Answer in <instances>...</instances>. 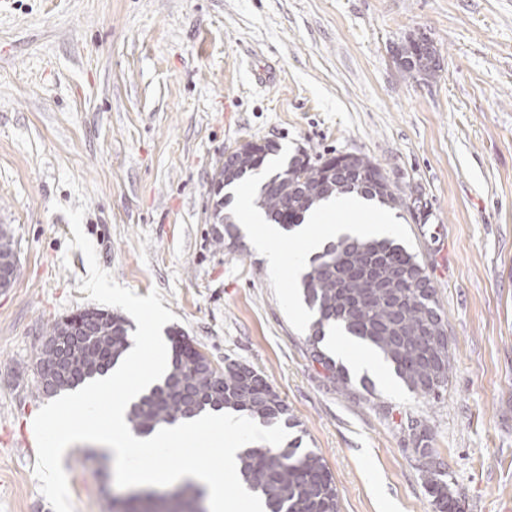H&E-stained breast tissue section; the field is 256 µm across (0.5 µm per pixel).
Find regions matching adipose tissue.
<instances>
[{"label":"adipose tissue","mask_w":512,"mask_h":512,"mask_svg":"<svg viewBox=\"0 0 512 512\" xmlns=\"http://www.w3.org/2000/svg\"><path fill=\"white\" fill-rule=\"evenodd\" d=\"M255 194L254 180H242L235 189L234 203L247 215L246 234L251 244L265 251L268 265L277 275L285 273L292 278L299 276L311 257L321 253L328 244L337 241L342 235L365 239L381 238L393 232V216L383 212H371L367 200L360 194L352 192L336 195L322 201L305 214L302 224L292 232L300 248L291 258L286 259L268 247L269 242L278 237L281 230L254 206ZM323 343L354 370L387 377V363L376 355L355 350L354 338L341 331H327Z\"/></svg>","instance_id":"adipose-tissue-1"}]
</instances>
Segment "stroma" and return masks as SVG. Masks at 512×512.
<instances>
[{
  "mask_svg": "<svg viewBox=\"0 0 512 512\" xmlns=\"http://www.w3.org/2000/svg\"><path fill=\"white\" fill-rule=\"evenodd\" d=\"M426 32L441 67L394 62ZM271 140L275 163L357 153L417 217L395 240L423 263L447 320L439 399L397 378L344 392L310 330L245 240L211 243L212 178L229 149ZM69 169L88 196L60 183ZM86 205L98 262L216 366L247 365L319 453L339 512H434L404 422L421 420L458 512H512V0H0V224L19 273L0 294V512H53L23 447L45 405L34 363L46 331L92 300L67 217ZM74 512H105L113 456L62 458Z\"/></svg>",
  "mask_w": 512,
  "mask_h": 512,
  "instance_id": "35a3bbf8",
  "label": "stroma"
}]
</instances>
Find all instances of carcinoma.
Listing matches in <instances>:
<instances>
[{"instance_id":"carcinoma-1","label":"carcinoma","mask_w":512,"mask_h":512,"mask_svg":"<svg viewBox=\"0 0 512 512\" xmlns=\"http://www.w3.org/2000/svg\"><path fill=\"white\" fill-rule=\"evenodd\" d=\"M411 43L398 55L400 69L413 78L426 79L437 73L428 64H410ZM259 157L254 168L262 169L269 155L279 148L269 143L249 142ZM336 156L308 159L304 181H299L290 163L285 162L267 176L270 187L260 190L257 204L274 223L287 204L304 188L308 206L328 191L325 166ZM335 194L358 192L384 205L399 203L397 194L379 165L367 156L357 155L355 173L338 178ZM236 223L226 217L224 230L212 232L217 248L225 239L235 237ZM14 237L0 227V258H15ZM302 293L316 319L309 342L314 356L337 388L353 387L348 370L318 350L324 328L342 327L348 334L370 346L392 367L405 386L422 397L437 399L447 390L450 357L447 332L436 331L444 321L436 291L426 267L393 239L343 237L329 245L310 261L302 277ZM100 317L104 325L93 336H68L57 342L63 321L55 322L37 353L34 374L37 392L46 394L48 381L56 392L69 390L111 369L130 346V324L119 314L99 308H86L72 316L76 319ZM207 356L176 335L168 374L162 384L150 389L127 413L131 430L148 435L164 424L190 418L206 408H232L247 412L263 423L290 421L288 406L260 374L251 380L245 374L251 368L224 360V371L216 373L206 364ZM240 472L249 487L265 498L269 512H338L336 486L322 458L313 451L248 448L239 457ZM427 490L438 512H454L455 498L442 473L433 466L424 467ZM108 512H207L203 489L181 484L166 490H130V494L112 497Z\"/></svg>"}]
</instances>
